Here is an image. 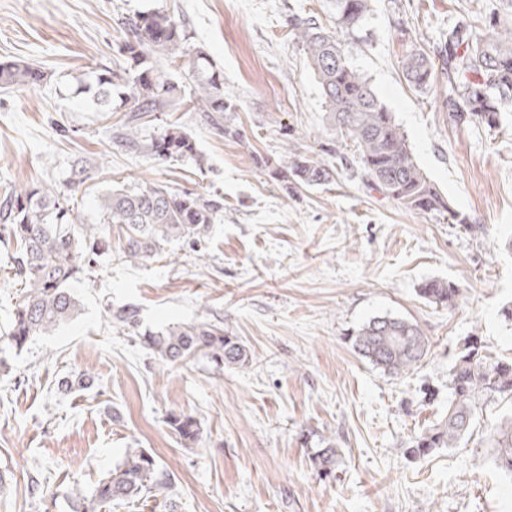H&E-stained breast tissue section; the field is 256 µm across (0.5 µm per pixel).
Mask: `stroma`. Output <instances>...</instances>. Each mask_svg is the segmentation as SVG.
<instances>
[{
	"mask_svg": "<svg viewBox=\"0 0 512 512\" xmlns=\"http://www.w3.org/2000/svg\"><path fill=\"white\" fill-rule=\"evenodd\" d=\"M180 18L188 43L224 71L235 139L198 113H154L143 141L180 120L202 162L161 160L116 145L92 94L74 95L92 69L114 63L122 19L156 7ZM504 0H371L359 32L337 29L327 0H0V60L46 74L0 92V196L39 182L65 187L73 166L93 177L77 192L87 221L112 187L162 183L215 203L197 247L164 243L140 263L102 255L72 286L77 317L20 350L0 370V512H74L77 496L142 448L173 476L178 512H512V480L494 468L490 431L505 409L489 404L456 448L411 456L415 436L448 410L453 359L468 337L512 358V111L501 128L454 124L447 80L418 91L402 60H431L458 17L506 12ZM292 15L314 17L342 43L408 137L413 154L462 224L408 210L368 187L357 151L329 129ZM335 168L331 183L285 185L258 165L286 146ZM438 279L461 290L446 309L418 294ZM133 305L145 325L209 319L248 348L250 365L216 370L195 355L165 364L110 323ZM417 323L430 351L393 376L358 355L352 337L375 317ZM86 376L83 387L65 380ZM197 419V442L167 424ZM340 457L333 479L311 457ZM40 481L46 495L34 494Z\"/></svg>",
	"mask_w": 512,
	"mask_h": 512,
	"instance_id": "1",
	"label": "stroma"
}]
</instances>
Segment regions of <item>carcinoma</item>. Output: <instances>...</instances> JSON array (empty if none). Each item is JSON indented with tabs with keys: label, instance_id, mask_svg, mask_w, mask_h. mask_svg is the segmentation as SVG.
Returning a JSON list of instances; mask_svg holds the SVG:
<instances>
[{
	"label": "carcinoma",
	"instance_id": "1",
	"mask_svg": "<svg viewBox=\"0 0 512 512\" xmlns=\"http://www.w3.org/2000/svg\"><path fill=\"white\" fill-rule=\"evenodd\" d=\"M339 28L350 32L362 24L369 0H330ZM291 31L301 45L323 98L331 130L349 138L359 151L366 182L404 208L419 213L448 215L453 224L465 219L453 210L447 196L430 182L413 157L407 137L393 113L381 102L370 81L346 59L339 40L324 32L316 20L294 17ZM124 36L116 43L121 61L96 75L97 104L108 113L131 107L122 124L123 146L137 147L140 120L183 100L182 86L157 66L160 61L186 68L192 77L190 97L195 111L215 131L238 136L231 123L234 106L224 91V72L204 49H185L182 21L156 9L140 12L122 22ZM450 89L444 101L455 124L478 121L489 128L502 123L503 108L512 102V19L493 15L488 26L461 19L443 34ZM403 75L415 89H427L436 80L435 65L419 50L403 59ZM45 74L17 60H0V91L18 85H39ZM157 158H192L202 161L192 136L179 123H170L147 144ZM276 180L293 177L305 186L329 183L334 169L295 148L277 161L263 160ZM91 179L86 167L71 169L69 193L56 186L37 185L0 203V242L13 247L9 255L14 279L24 288L14 309L8 340L24 347L47 336L70 320L79 302L72 284L84 278L96 257L109 247L112 225L119 227L120 250L129 262L153 258L160 244L170 240L200 241L215 220V205L192 192H175L159 183L134 189L115 188L99 197L96 223L84 221L75 191ZM420 297L437 305H456L459 288L438 280L421 284ZM110 321L140 338L148 354L164 363L177 364L196 354L210 359L218 369L249 364L251 354L224 325L207 320L155 329L142 328L138 308L109 310ZM354 349L372 365L390 375L415 367L429 352L430 343L420 327L403 318L374 317L353 337ZM448 412L441 422L426 429L409 453L425 455L436 448H456L471 430L483 401L512 403V359L490 361L475 342H466L450 370ZM168 424L185 441L194 443L199 423L185 414H169ZM498 469L512 477V416L490 433ZM339 454L327 445L313 453L319 473L330 476ZM171 474L142 448H130L112 472L100 480L91 497L76 501L75 512H100L113 502L162 498L166 512H176L171 496Z\"/></svg>",
	"mask_w": 512,
	"mask_h": 512
}]
</instances>
